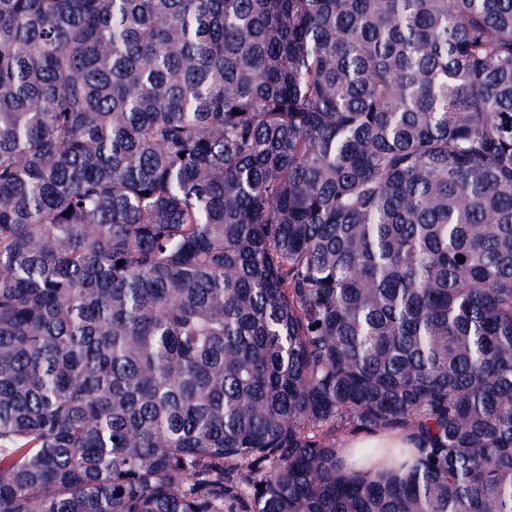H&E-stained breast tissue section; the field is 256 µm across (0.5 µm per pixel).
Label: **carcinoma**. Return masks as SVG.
Returning <instances> with one entry per match:
<instances>
[{"label":"carcinoma","mask_w":512,"mask_h":512,"mask_svg":"<svg viewBox=\"0 0 512 512\" xmlns=\"http://www.w3.org/2000/svg\"><path fill=\"white\" fill-rule=\"evenodd\" d=\"M0 512H512V0H0ZM347 448H411L407 436L403 432L377 434L370 437L355 438Z\"/></svg>","instance_id":"obj_1"}]
</instances>
